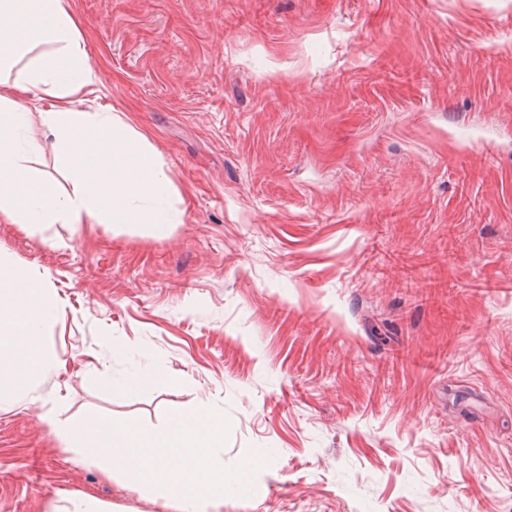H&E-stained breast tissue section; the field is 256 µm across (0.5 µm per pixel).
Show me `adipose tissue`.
<instances>
[{
	"label": "adipose tissue",
	"instance_id": "ef3b65f1",
	"mask_svg": "<svg viewBox=\"0 0 512 512\" xmlns=\"http://www.w3.org/2000/svg\"><path fill=\"white\" fill-rule=\"evenodd\" d=\"M85 43L71 0H0V222L46 233L51 248L55 224H145L167 238L179 215L162 163L127 115L82 107L99 81ZM41 92L49 106H29ZM36 126L45 142L32 137ZM47 148L71 191L34 167ZM64 314L46 275L0 255V410L40 400L44 377L60 370L44 336Z\"/></svg>",
	"mask_w": 512,
	"mask_h": 512
}]
</instances>
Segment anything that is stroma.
I'll list each match as a JSON object with an SVG mask.
<instances>
[{"instance_id": "obj_1", "label": "stroma", "mask_w": 512, "mask_h": 512, "mask_svg": "<svg viewBox=\"0 0 512 512\" xmlns=\"http://www.w3.org/2000/svg\"><path fill=\"white\" fill-rule=\"evenodd\" d=\"M183 212L0 223L66 302L64 374L0 411V512H168L51 434L223 410L218 512H512V0H74ZM155 369L149 390L112 380ZM62 504L55 505L53 512H112L96 498L83 493L63 497Z\"/></svg>"}]
</instances>
